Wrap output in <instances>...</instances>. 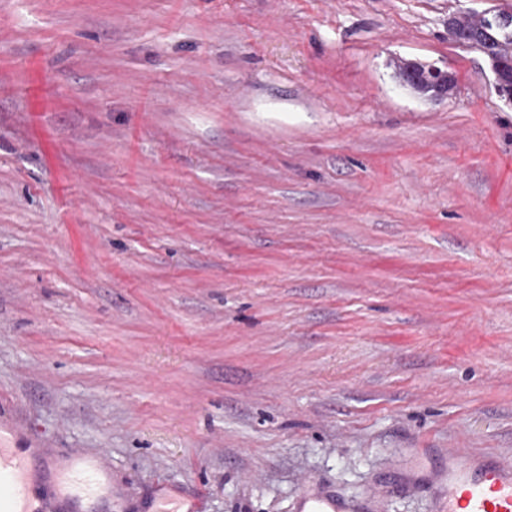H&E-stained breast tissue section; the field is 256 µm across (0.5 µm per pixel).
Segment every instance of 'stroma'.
I'll use <instances>...</instances> for the list:
<instances>
[{"mask_svg": "<svg viewBox=\"0 0 512 512\" xmlns=\"http://www.w3.org/2000/svg\"><path fill=\"white\" fill-rule=\"evenodd\" d=\"M512 0H0V419L150 501L432 512L512 459ZM453 73L448 98L389 61ZM511 25L489 29L484 23V14L467 17H448V29L454 30V39L464 45L478 49L490 61L493 73L499 76L498 94L512 97V10L496 14ZM448 470L435 476L434 512H512V462L465 448H440ZM306 483L311 490L299 503L296 512H369L368 503L373 497L371 493L360 501L349 500L317 492L314 479H308Z\"/></svg>", "mask_w": 512, "mask_h": 512, "instance_id": "1", "label": "stroma"}]
</instances>
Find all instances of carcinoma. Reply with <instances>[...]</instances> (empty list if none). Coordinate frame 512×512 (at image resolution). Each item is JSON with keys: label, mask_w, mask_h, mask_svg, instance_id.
Here are the masks:
<instances>
[{"label": "carcinoma", "mask_w": 512, "mask_h": 512, "mask_svg": "<svg viewBox=\"0 0 512 512\" xmlns=\"http://www.w3.org/2000/svg\"><path fill=\"white\" fill-rule=\"evenodd\" d=\"M448 27L454 30V39L481 51L490 61L492 71L499 76L498 93L512 97V25L489 29L481 14L458 18L451 16ZM394 77L405 87L421 97L437 98L454 91V76L441 78L433 68L421 63L394 59L390 63Z\"/></svg>", "instance_id": "carcinoma-1"}]
</instances>
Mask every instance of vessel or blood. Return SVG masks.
Instances as JSON below:
<instances>
[{"mask_svg": "<svg viewBox=\"0 0 512 512\" xmlns=\"http://www.w3.org/2000/svg\"><path fill=\"white\" fill-rule=\"evenodd\" d=\"M17 424L0 420V512H48L70 497L91 493L112 468L104 455L32 444L30 456L10 443ZM448 468L436 475L434 512H512V462L463 448L447 449ZM296 512H368L367 500H349L310 491Z\"/></svg>", "mask_w": 512, "mask_h": 512, "instance_id": "vessel-or-blood-1", "label": "vessel or blood"}]
</instances>
